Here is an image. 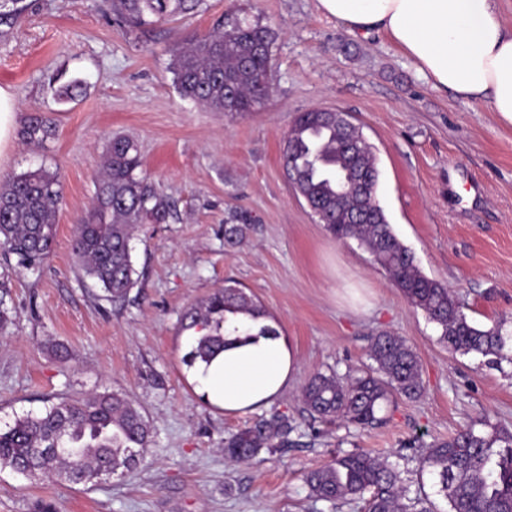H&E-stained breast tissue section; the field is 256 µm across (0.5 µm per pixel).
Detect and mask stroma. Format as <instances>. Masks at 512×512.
I'll list each match as a JSON object with an SVG mask.
<instances>
[{
    "instance_id": "stroma-1",
    "label": "stroma",
    "mask_w": 512,
    "mask_h": 512,
    "mask_svg": "<svg viewBox=\"0 0 512 512\" xmlns=\"http://www.w3.org/2000/svg\"><path fill=\"white\" fill-rule=\"evenodd\" d=\"M30 3L0 37V87L19 120L42 113L56 134L38 146L14 136L0 179L42 167L60 174L64 198L41 267L18 269L0 253V429L108 390L141 408L152 444L132 473L89 488L0 469V512H364L357 500L310 498L305 475L362 448L412 481L421 447L485 422L512 431V362L449 351L364 247L319 224L281 161L296 114L345 111L375 150L378 198L421 270L472 321L512 331V125L433 88L384 32L350 33L317 0H208L207 11L134 31L112 20L106 0ZM231 14L275 34L272 92L244 117L183 99L169 70L177 42ZM60 70L85 82L78 101L56 102L49 79ZM117 133L138 142L173 215L139 226L138 285L115 303L84 275L72 236ZM234 214L250 230L231 246L224 226ZM228 279L262 304L299 359L288 391L244 414L211 404L184 361L182 316ZM381 331L416 352L421 395L395 398L378 427L312 419L298 398L305 381L368 366ZM275 414L295 427L291 447L231 462L225 439Z\"/></svg>"
}]
</instances>
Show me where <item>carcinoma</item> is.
Wrapping results in <instances>:
<instances>
[{
	"label": "carcinoma",
	"mask_w": 512,
	"mask_h": 512,
	"mask_svg": "<svg viewBox=\"0 0 512 512\" xmlns=\"http://www.w3.org/2000/svg\"><path fill=\"white\" fill-rule=\"evenodd\" d=\"M28 8L24 0H0L1 37ZM205 8L206 0H107L112 19L126 28L174 21ZM273 43L271 29L230 18L176 44L170 63L173 82L181 96L213 112L245 116L266 100ZM52 82L60 104L76 101L86 90L83 80L68 78L64 71ZM55 131L52 122L35 112L21 135L41 145ZM282 159L283 165H292L289 182L322 213L327 231L340 241L354 238L363 244L405 299L441 329L439 340L448 350L480 355L489 364L508 358L503 326L485 328L470 320L448 287L419 269L412 249L394 232L377 197V159L359 127L340 112H301L284 135ZM361 178L368 179L372 216L363 224H350L344 214L355 204L351 188ZM62 198L61 176L44 168L0 181V245L16 257L18 267L34 269L49 257ZM171 216L169 200L142 169L137 141L112 137L95 180L92 205L75 225L73 239L74 254L105 298L124 301L137 286L130 245L135 226L164 224ZM228 314L268 317L243 289L231 284L216 289L183 316V329L203 331L185 357L187 365L207 363L224 350ZM369 356L376 367L312 375L301 393L308 413L322 421L340 418L365 427L380 422L379 413L392 397L420 395L419 362L402 337L376 334L370 339ZM293 431L284 415L260 418L229 437L224 453L250 461L263 448L288 447ZM150 443L151 430L140 409L123 395L104 391L63 400L0 430V468L86 486L101 479L107 463L114 475L136 468ZM424 472L446 500L447 512H512V432L468 427L437 440L421 454L419 473ZM305 484L309 497L333 506L362 499L367 512H438L423 484L411 491L398 467L365 451L336 456L309 472Z\"/></svg>",
	"instance_id": "carcinoma-1"
}]
</instances>
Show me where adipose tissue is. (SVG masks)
<instances>
[{
  "label": "adipose tissue",
  "instance_id": "1",
  "mask_svg": "<svg viewBox=\"0 0 512 512\" xmlns=\"http://www.w3.org/2000/svg\"><path fill=\"white\" fill-rule=\"evenodd\" d=\"M349 32L385 31L438 89L498 113L512 125V28L495 0H317ZM261 321L229 316L226 345L193 372L208 399L228 413L263 407L287 390L298 368L283 335Z\"/></svg>",
  "mask_w": 512,
  "mask_h": 512
}]
</instances>
